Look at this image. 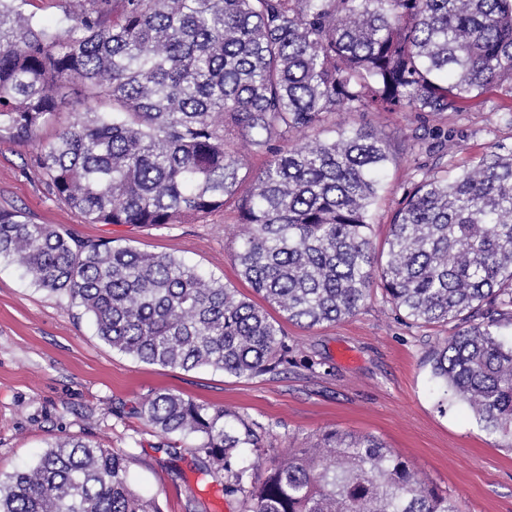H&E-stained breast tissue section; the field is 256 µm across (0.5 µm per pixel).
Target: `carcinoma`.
Here are the masks:
<instances>
[{
  "label": "carcinoma",
  "instance_id": "carcinoma-1",
  "mask_svg": "<svg viewBox=\"0 0 512 512\" xmlns=\"http://www.w3.org/2000/svg\"><path fill=\"white\" fill-rule=\"evenodd\" d=\"M0 0V136L28 143L77 86L93 103L34 157L48 192L90 224H180L232 201L238 272L263 301L170 253L83 240L0 209V259L62 294L113 349L162 367L238 377L288 363L281 318L305 327L355 315L382 288L418 323L483 320L435 348L432 377L512 440V146L493 144L448 176L411 179L376 252L370 213L389 145L328 115L459 112L512 93V0ZM306 135L312 141H294ZM267 156L252 177L245 152ZM159 435L196 440L203 466L244 512H460L371 436L325 432L259 464V425L178 394L147 396ZM0 512H160L129 483L128 458L80 438L0 479Z\"/></svg>",
  "mask_w": 512,
  "mask_h": 512
}]
</instances>
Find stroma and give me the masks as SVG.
Returning <instances> with one entry per match:
<instances>
[{
    "instance_id": "35a3bbf8",
    "label": "stroma",
    "mask_w": 512,
    "mask_h": 512,
    "mask_svg": "<svg viewBox=\"0 0 512 512\" xmlns=\"http://www.w3.org/2000/svg\"><path fill=\"white\" fill-rule=\"evenodd\" d=\"M364 121L391 146L372 210V237L380 245L408 181L443 153L436 132L450 131L458 142L451 159L457 166L494 143L511 145L512 96L492 89L457 113L379 112ZM53 132L44 127L27 144L0 138V209L82 239L174 254L251 295L235 262L239 226L232 208L183 224L87 223L48 193L34 163L39 141ZM463 327L413 323L377 287L357 314L339 322L312 328L283 322L288 365L281 371L252 378L209 367L184 371L112 349L82 308L1 260L0 478L35 462L56 439L82 437L126 454L132 487L161 512H242L220 479L199 470L192 439L159 436L140 417L147 395L171 391L260 425L261 451L244 449L246 460L270 462L313 446L331 429L369 435L451 495L461 512H512V448L484 431L463 404L439 405L431 379L433 348Z\"/></svg>"
}]
</instances>
